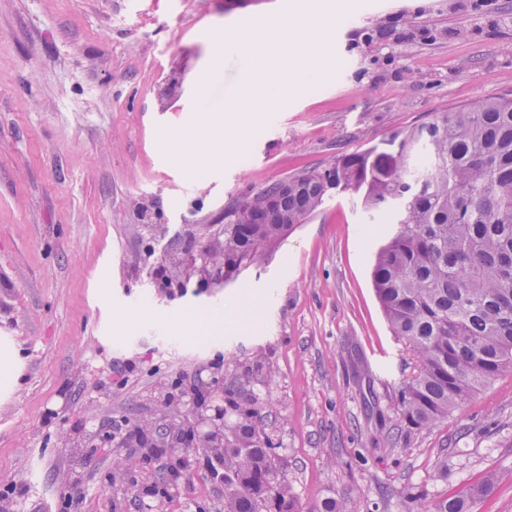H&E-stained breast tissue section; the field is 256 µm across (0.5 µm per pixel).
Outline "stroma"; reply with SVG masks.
I'll return each mask as SVG.
<instances>
[{"instance_id": "stroma-1", "label": "stroma", "mask_w": 512, "mask_h": 512, "mask_svg": "<svg viewBox=\"0 0 512 512\" xmlns=\"http://www.w3.org/2000/svg\"><path fill=\"white\" fill-rule=\"evenodd\" d=\"M355 2L326 76L199 175L172 139L206 106L215 36L276 29L304 0H0V490H23L11 512H134L168 459L84 436L190 421L169 392L214 378L266 402L301 512H417L493 471L470 512H512V374L432 427L400 422L416 358L372 285L386 214L336 194L224 287L153 284L188 225L237 199L512 96V0ZM245 291L257 325L192 335L196 313ZM166 512H224V489L186 467Z\"/></svg>"}]
</instances>
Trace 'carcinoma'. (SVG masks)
<instances>
[{
  "label": "carcinoma",
  "mask_w": 512,
  "mask_h": 512,
  "mask_svg": "<svg viewBox=\"0 0 512 512\" xmlns=\"http://www.w3.org/2000/svg\"><path fill=\"white\" fill-rule=\"evenodd\" d=\"M389 208L397 229L372 282L393 336L416 356L398 389L411 428L429 427L512 373V98L488 97L398 129L359 153L278 180L224 208V280L305 224L332 192ZM224 512H299L263 428L265 404L228 391ZM466 487L435 512H468L498 479Z\"/></svg>",
  "instance_id": "1"
}]
</instances>
